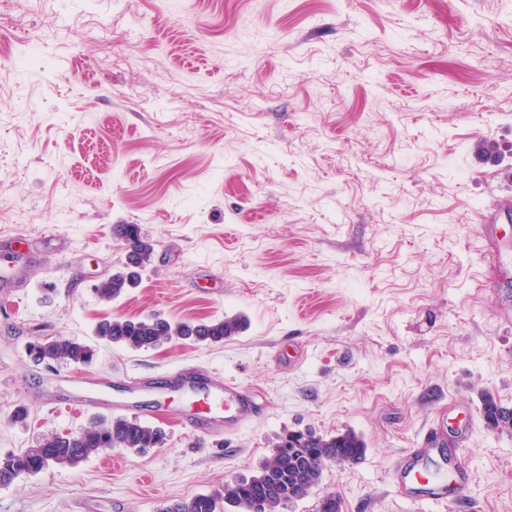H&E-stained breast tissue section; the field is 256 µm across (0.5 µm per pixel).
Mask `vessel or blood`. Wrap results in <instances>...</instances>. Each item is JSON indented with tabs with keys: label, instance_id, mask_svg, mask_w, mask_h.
I'll use <instances>...</instances> for the list:
<instances>
[{
	"label": "vessel or blood",
	"instance_id": "1",
	"mask_svg": "<svg viewBox=\"0 0 512 512\" xmlns=\"http://www.w3.org/2000/svg\"><path fill=\"white\" fill-rule=\"evenodd\" d=\"M168 388L199 398V405L191 410L175 408V415L192 433L213 435L225 429L245 425L257 417L262 408L257 396L233 380L201 383L197 373L180 369L167 379ZM111 405L122 410V403H107L99 397L94 381L67 390L57 396L56 408L77 410L85 406ZM444 446L441 432H433L425 439L422 448L413 451L394 472V480L400 496L411 503H447L449 495L464 497L469 478L466 471H459L456 483H449L446 461L439 453Z\"/></svg>",
	"mask_w": 512,
	"mask_h": 512
}]
</instances>
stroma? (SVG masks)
<instances>
[{"mask_svg": "<svg viewBox=\"0 0 512 512\" xmlns=\"http://www.w3.org/2000/svg\"><path fill=\"white\" fill-rule=\"evenodd\" d=\"M35 66L0 49V454L98 416L46 397L109 382L167 434L0 486V512H155L255 471L286 430H348L364 457L330 464L279 512H451L401 500L395 464L446 430L470 488L452 512H512V257L480 233L512 196V0H17ZM116 224L155 252L122 268ZM238 315L221 345L99 343L97 323ZM96 346L88 366L28 345ZM191 367L259 396L243 427L201 438L146 385ZM26 407L18 421L14 413ZM112 234L120 240L126 251L124 269L112 273L108 279L96 285L95 295L100 301L111 302L131 288H135L140 277V269L150 261L154 244L146 238L137 224H116ZM29 355L37 362L52 364L90 365L96 349L64 336H54L29 345ZM481 415L484 422L485 417H494L496 420L494 425L487 428L488 431L502 433L505 430H512V408L503 405L491 394H484L482 397ZM498 417L501 419L499 420Z\"/></svg>", "mask_w": 512, "mask_h": 512, "instance_id": "stroma-1", "label": "stroma"}]
</instances>
